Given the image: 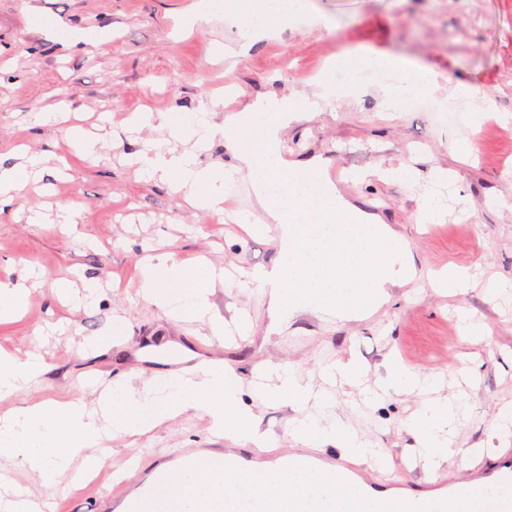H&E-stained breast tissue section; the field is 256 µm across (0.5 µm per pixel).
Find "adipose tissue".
<instances>
[{
	"label": "adipose tissue",
	"mask_w": 512,
	"mask_h": 512,
	"mask_svg": "<svg viewBox=\"0 0 512 512\" xmlns=\"http://www.w3.org/2000/svg\"><path fill=\"white\" fill-rule=\"evenodd\" d=\"M296 0H239L234 15L239 20L238 55H247L256 37L279 23L286 12L296 11ZM224 271L209 261L188 266L173 255L162 252L151 256L142 267L144 298L162 308L174 320L209 316L213 335L224 333V320L210 316V297L217 284L223 283ZM333 369L341 382L359 388L364 400L381 395L421 394L433 382L390 359L386 374L377 386L364 382V371L354 361H339ZM46 364L39 354L18 358L0 353V401L12 402V409L0 417V459L13 468L26 471L45 490H54L59 476L75 469L79 478L96 474L102 464L94 448L104 442L143 435L164 421L186 412L201 413L211 420L215 432L224 434L234 445L273 448L274 434L260 429L254 415L240 402L241 379L228 365L206 364L192 376L158 372L149 387L135 392L122 382H114L96 399V410H89L86 394L57 402L29 403L33 385L45 374ZM255 400L277 403L297 411L290 434L306 447L333 444L352 460L381 463L382 451L361 440L342 419L321 424L302 416L311 398L329 400L327 391L315 390L311 381L294 365L267 363L264 380L252 389ZM462 404L457 397L426 402L412 413L406 428L415 440L419 454L430 471L467 449L457 448L454 432L461 423Z\"/></svg>",
	"instance_id": "adipose-tissue-1"
}]
</instances>
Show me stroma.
<instances>
[{
  "label": "stroma",
  "mask_w": 512,
  "mask_h": 512,
  "mask_svg": "<svg viewBox=\"0 0 512 512\" xmlns=\"http://www.w3.org/2000/svg\"><path fill=\"white\" fill-rule=\"evenodd\" d=\"M194 2L0 0V164H14L21 144L46 157L41 180L0 212V282H19L31 270L44 276L23 317L0 323V350L22 356L39 349L49 367L31 387L30 401L74 394L81 377L100 390L121 376L143 389L157 363L188 367L178 354L182 347L197 360L233 366L247 387L271 361L315 378L328 363L354 360L374 383L395 356L420 373L441 374L434 398L457 396L468 408L457 445L480 447L485 459L496 460L512 448V424L501 427L497 418L500 406L512 403V292L493 299L476 287L448 296L433 288L430 275L453 264L485 280L512 279V124L491 119L495 112L512 113V0H301L297 21L280 26L233 65L214 55L217 45L235 44L232 15L221 12L185 29L180 20ZM32 3L54 20V39L29 29ZM90 36L95 44L82 45ZM359 46L403 55L443 74L432 101L445 100L457 82L480 86L485 94L458 121L440 124L422 109L386 111L381 87L369 83L284 131L289 159L319 156L350 168L354 203H377L378 214L408 241L416 277L392 289L389 301L367 318L339 322L304 312L279 326L267 296L244 278L270 266L278 245L188 207L164 184L139 181L124 156L162 132L133 128L127 119L140 107L191 112L202 92L227 82L234 87L227 98L239 112L267 93L311 98L325 64ZM60 104L98 136L97 158L77 156L63 125L35 124V113ZM462 138L475 143V162L452 154ZM406 165L419 171L418 179H381V171ZM437 165L455 172L442 197L444 218L420 224L419 206L430 191L426 176ZM493 195L501 204L491 209L485 201ZM34 209L42 223H29ZM155 250L180 261L204 256L223 266L214 310L230 326L250 316L247 333L233 332L214 345L206 322L176 321L145 302L139 265ZM59 278L99 281L98 303L77 310L59 300L51 290ZM460 308L486 325L482 344L463 342L456 325ZM116 317L126 321L123 344L96 357L79 355L84 338L104 334ZM37 332L42 338L35 346ZM333 395L330 408L311 404L308 412L324 423L342 418L361 439L384 448L388 471L404 489L428 481L404 428L419 397L392 394L366 407L353 387L335 386ZM229 445L211 431L207 416L182 414L145 435L111 442L110 462L93 480L58 497L56 512H109L108 501L128 490L127 465L145 478L180 449Z\"/></svg>",
  "instance_id": "stroma-1"
}]
</instances>
